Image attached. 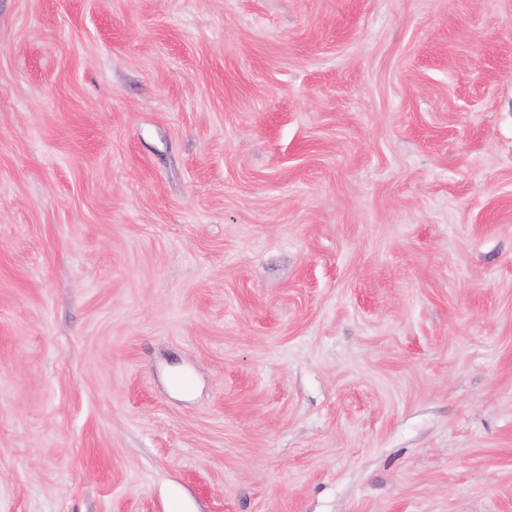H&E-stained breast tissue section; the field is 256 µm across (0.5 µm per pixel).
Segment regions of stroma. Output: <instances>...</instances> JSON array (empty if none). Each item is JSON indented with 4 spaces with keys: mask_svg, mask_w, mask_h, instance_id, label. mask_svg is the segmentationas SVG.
<instances>
[{
    "mask_svg": "<svg viewBox=\"0 0 512 512\" xmlns=\"http://www.w3.org/2000/svg\"><path fill=\"white\" fill-rule=\"evenodd\" d=\"M0 512H512V0H0Z\"/></svg>",
    "mask_w": 512,
    "mask_h": 512,
    "instance_id": "35a3bbf8",
    "label": "stroma"
}]
</instances>
